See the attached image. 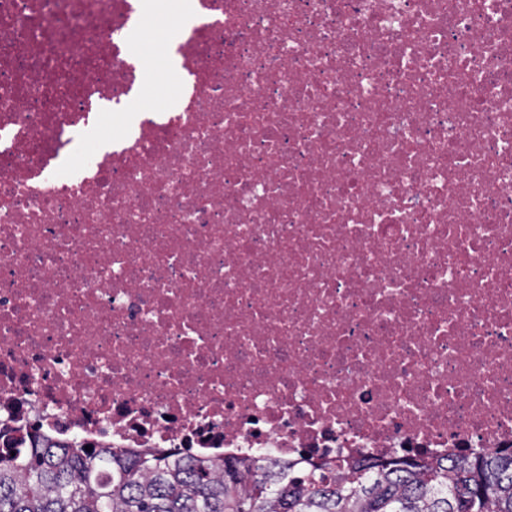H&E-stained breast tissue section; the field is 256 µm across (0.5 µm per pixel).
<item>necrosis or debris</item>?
Listing matches in <instances>:
<instances>
[{
    "label": "necrosis or debris",
    "instance_id": "obj_1",
    "mask_svg": "<svg viewBox=\"0 0 512 512\" xmlns=\"http://www.w3.org/2000/svg\"><path fill=\"white\" fill-rule=\"evenodd\" d=\"M0 0V424L339 465L512 446V0ZM150 21L152 20L142 25L138 40V48L147 59L144 84L138 96L129 105L127 112H144L154 108L173 107L176 102L179 103L178 107H180L184 102V99L179 101L181 88L171 77L169 57L171 51L176 54L175 35L172 29L165 27V35L155 41L162 45L160 58L157 59L152 53L153 44L145 47L143 36L141 37L144 30L154 25L153 23L147 26Z\"/></svg>",
    "mask_w": 512,
    "mask_h": 512
}]
</instances>
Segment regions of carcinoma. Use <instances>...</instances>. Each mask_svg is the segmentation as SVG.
Wrapping results in <instances>:
<instances>
[{
  "label": "carcinoma",
  "mask_w": 512,
  "mask_h": 512,
  "mask_svg": "<svg viewBox=\"0 0 512 512\" xmlns=\"http://www.w3.org/2000/svg\"><path fill=\"white\" fill-rule=\"evenodd\" d=\"M0 512H512V449L332 466L73 448L0 428Z\"/></svg>",
  "instance_id": "carcinoma-1"
}]
</instances>
